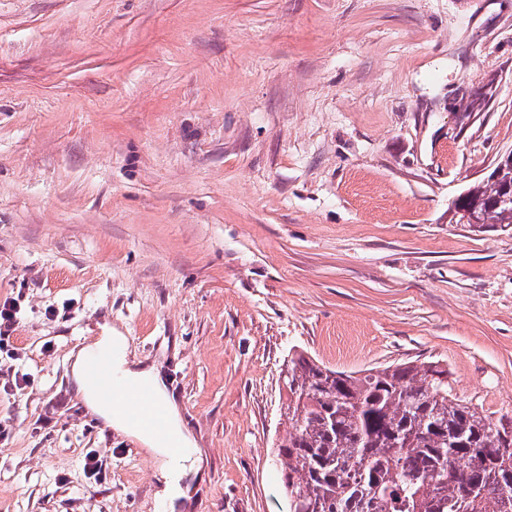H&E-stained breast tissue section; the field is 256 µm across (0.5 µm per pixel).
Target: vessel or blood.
Returning a JSON list of instances; mask_svg holds the SVG:
<instances>
[{
    "instance_id": "1",
    "label": "vessel or blood",
    "mask_w": 512,
    "mask_h": 512,
    "mask_svg": "<svg viewBox=\"0 0 512 512\" xmlns=\"http://www.w3.org/2000/svg\"><path fill=\"white\" fill-rule=\"evenodd\" d=\"M118 350L92 348L84 359V374L88 386L94 389L104 404L120 406L135 414L144 426L158 429L164 412L151 394L150 379L132 381L121 377L113 368Z\"/></svg>"
}]
</instances>
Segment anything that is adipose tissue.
<instances>
[{
    "instance_id": "ef3b65f1",
    "label": "adipose tissue",
    "mask_w": 512,
    "mask_h": 512,
    "mask_svg": "<svg viewBox=\"0 0 512 512\" xmlns=\"http://www.w3.org/2000/svg\"><path fill=\"white\" fill-rule=\"evenodd\" d=\"M98 344L120 351L121 356L117 360L115 368L122 377L135 381L146 376L151 378L153 395L164 411L165 431L161 434L146 431L133 414L110 409L100 402L84 380V357L80 354L76 355L72 365V378L76 391L85 404L112 429L123 435L136 438L143 445L145 451L157 459L162 480L157 500L166 512H180L188 499L184 482L192 475L197 474L199 466L194 457L186 456L177 459L173 456L172 450L175 446H188L192 443L191 435L182 421L179 408L164 380L154 368L140 367L128 361L124 355L127 348L126 338L122 333L110 328L105 329Z\"/></svg>"
}]
</instances>
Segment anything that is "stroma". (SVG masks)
<instances>
[{"instance_id": "obj_1", "label": "stroma", "mask_w": 512, "mask_h": 512, "mask_svg": "<svg viewBox=\"0 0 512 512\" xmlns=\"http://www.w3.org/2000/svg\"><path fill=\"white\" fill-rule=\"evenodd\" d=\"M511 150L512 0H0V512H156L71 381L106 325L196 443L188 512H288L297 352L512 416V228L451 221Z\"/></svg>"}]
</instances>
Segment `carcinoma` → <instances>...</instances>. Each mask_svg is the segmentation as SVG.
I'll use <instances>...</instances> for the list:
<instances>
[{"label":"carcinoma","mask_w":512,"mask_h":512,"mask_svg":"<svg viewBox=\"0 0 512 512\" xmlns=\"http://www.w3.org/2000/svg\"><path fill=\"white\" fill-rule=\"evenodd\" d=\"M512 160L453 204L476 231L512 226ZM273 444L288 512H512V418L490 422L428 361L346 373L300 353L283 370Z\"/></svg>","instance_id":"carcinoma-1"}]
</instances>
